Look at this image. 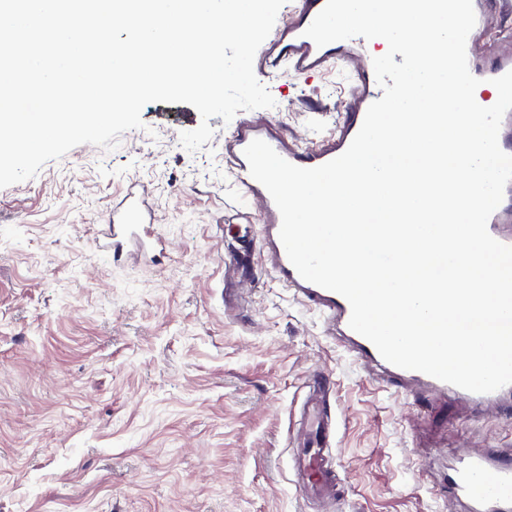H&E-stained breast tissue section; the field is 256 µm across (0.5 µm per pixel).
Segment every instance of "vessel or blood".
Instances as JSON below:
<instances>
[{"instance_id":"b4317fda","label":"vessel or blood","mask_w":512,"mask_h":512,"mask_svg":"<svg viewBox=\"0 0 512 512\" xmlns=\"http://www.w3.org/2000/svg\"><path fill=\"white\" fill-rule=\"evenodd\" d=\"M292 13L283 19L267 42L255 55L254 68L259 72H292L313 78L341 58L349 61L353 72L349 105L338 118L334 131L325 144L302 150L261 122H246L224 140V160L230 166L244 198L259 201L262 222L243 230L238 262L250 259L251 245L260 242L271 259L274 272L294 297L314 307L324 316L333 335L364 366L373 370L381 386L408 394L415 386H423L438 394L456 393L454 385L437 380L419 371L396 367L382 358L376 347L349 326L351 308L340 294L304 280L289 261L279 238L280 213L269 192L256 181L244 156L246 146L255 139L267 142L281 157L302 168L320 166L341 155L360 130L371 103L383 95L378 85L371 54L372 43L361 37L337 41L324 47L305 37L304 32L326 0H296ZM476 24L471 38L481 36L499 10L492 0H472ZM471 74L487 81L512 70V49L501 53L491 64H480L475 55H468ZM111 232L103 251L116 262L131 258V248L145 247L150 237L148 227L156 223V214L146 192L129 187L125 195L113 201L104 217ZM489 233L498 241L512 245V206L505 204L490 216ZM310 401L304 412L305 432L296 437L294 468L303 494L323 499H338L342 487L336 478V429L327 413L322 396L328 390L324 381L315 379L310 385ZM475 406L495 405L502 413L512 412V385L485 394L468 393ZM437 491L444 498L458 502L465 512H512V448L492 452L460 453L449 459L440 476Z\"/></svg>"}]
</instances>
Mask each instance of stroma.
I'll use <instances>...</instances> for the list:
<instances>
[{
    "mask_svg": "<svg viewBox=\"0 0 512 512\" xmlns=\"http://www.w3.org/2000/svg\"><path fill=\"white\" fill-rule=\"evenodd\" d=\"M349 68L310 81L261 76L275 105L210 118L151 102L116 147L90 144L0 188V512H327L292 468L307 383L329 409L345 494L338 512H459L432 484L448 452L512 448V418L387 391L329 336L322 314L260 253L224 304L227 215L258 223L224 161L255 117L305 149L349 102ZM149 191L166 244L153 262L111 263L97 240L129 186Z\"/></svg>",
    "mask_w": 512,
    "mask_h": 512,
    "instance_id": "1",
    "label": "stroma"
}]
</instances>
